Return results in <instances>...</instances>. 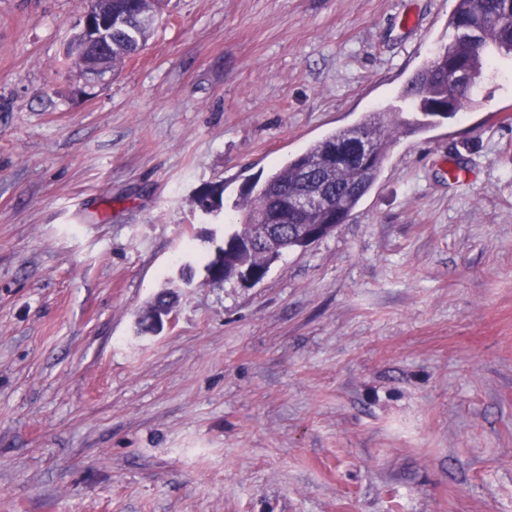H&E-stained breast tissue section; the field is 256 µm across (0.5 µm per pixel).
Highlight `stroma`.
Wrapping results in <instances>:
<instances>
[{
  "label": "stroma",
  "instance_id": "stroma-1",
  "mask_svg": "<svg viewBox=\"0 0 512 512\" xmlns=\"http://www.w3.org/2000/svg\"><path fill=\"white\" fill-rule=\"evenodd\" d=\"M86 6L0 0V512H512V58L334 232L187 287L198 189L238 222L395 104L455 0H168L93 87Z\"/></svg>",
  "mask_w": 512,
  "mask_h": 512
}]
</instances>
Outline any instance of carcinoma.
Here are the masks:
<instances>
[{
	"instance_id": "cac0c4a2",
	"label": "carcinoma",
	"mask_w": 512,
	"mask_h": 512,
	"mask_svg": "<svg viewBox=\"0 0 512 512\" xmlns=\"http://www.w3.org/2000/svg\"><path fill=\"white\" fill-rule=\"evenodd\" d=\"M163 0H112V53L109 68L117 70L126 60L137 55L147 44L153 23L137 18L142 12L158 14ZM448 45L436 54L430 66L416 73L406 84L413 93V103L425 116H435L429 103L453 98L455 110L444 115L449 118L467 109L469 90L456 86L450 80L454 67L465 66L481 73L493 62L492 53L512 55V0H456L448 19ZM393 107L367 113L353 127L337 129L311 143L302 153L289 159L280 169L271 173L261 184H252L235 206L244 210L240 228L224 238V257L211 262L223 263L224 280L241 267L263 278L271 264L283 252L264 246L249 250L238 248V243L253 237L254 225L264 223L294 200L313 189L322 177L331 150H336V168L332 175L342 192L336 205L349 215L374 184L380 166L368 173L359 172L351 158L352 134L357 129L371 133L378 156H383L387 142L399 131V126L386 121ZM326 224L327 215L312 208L302 215L298 224L278 225L282 243L292 249L301 246L300 224Z\"/></svg>"
}]
</instances>
